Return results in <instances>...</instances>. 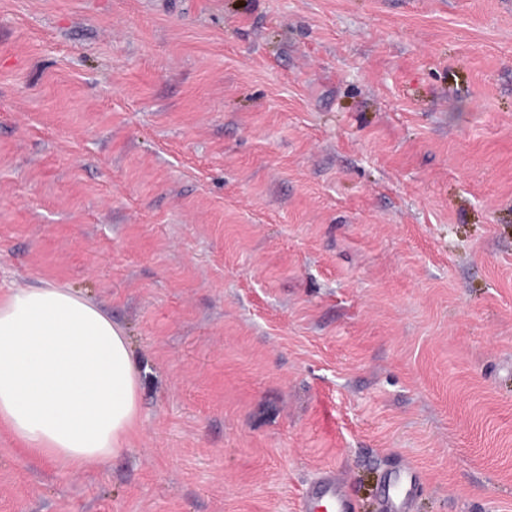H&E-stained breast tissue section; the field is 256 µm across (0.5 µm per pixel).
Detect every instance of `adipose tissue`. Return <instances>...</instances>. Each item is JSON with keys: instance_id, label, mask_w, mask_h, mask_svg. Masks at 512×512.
<instances>
[{"instance_id": "ef3b65f1", "label": "adipose tissue", "mask_w": 512, "mask_h": 512, "mask_svg": "<svg viewBox=\"0 0 512 512\" xmlns=\"http://www.w3.org/2000/svg\"><path fill=\"white\" fill-rule=\"evenodd\" d=\"M139 383L122 329L46 283L0 296V426L31 455L76 471L125 448Z\"/></svg>"}]
</instances>
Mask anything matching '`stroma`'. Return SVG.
<instances>
[{
	"label": "stroma",
	"instance_id": "obj_1",
	"mask_svg": "<svg viewBox=\"0 0 512 512\" xmlns=\"http://www.w3.org/2000/svg\"><path fill=\"white\" fill-rule=\"evenodd\" d=\"M140 380L74 473L0 427V512H512V0H0V286ZM420 485L421 477L414 467L405 466L391 475L381 495L380 512H413ZM299 512H357V507L344 477L332 468L320 472L308 486Z\"/></svg>",
	"mask_w": 512,
	"mask_h": 512
}]
</instances>
